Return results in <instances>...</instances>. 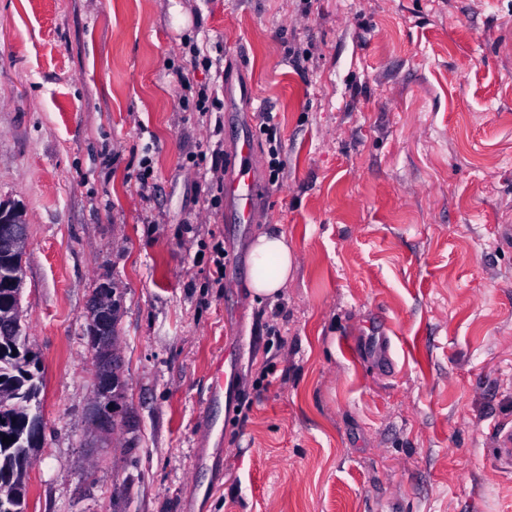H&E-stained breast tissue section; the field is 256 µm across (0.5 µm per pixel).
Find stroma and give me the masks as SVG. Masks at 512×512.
Segmentation results:
<instances>
[{"label": "stroma", "instance_id": "1", "mask_svg": "<svg viewBox=\"0 0 512 512\" xmlns=\"http://www.w3.org/2000/svg\"><path fill=\"white\" fill-rule=\"evenodd\" d=\"M228 79L285 163L242 230L205 179L240 128L196 107ZM1 201L43 382L26 512H512L489 435L512 424V0H0ZM269 229L296 263L260 301ZM28 243V229L20 208L0 204V255L10 254L9 262L22 269V258ZM250 288L254 298L275 299L288 282L295 264L294 252L283 233L260 234L250 251ZM115 300L107 298H98L91 302L89 308V319L92 321L94 333L97 336V344L93 348V358L97 366L96 382L100 392L97 394L95 405L93 407L92 417L95 427L103 433L112 434V401L115 405L113 418V431L119 426H123V416L118 419L121 412V402L123 399V383L120 376V366L116 373L112 372V350H117L118 336L115 329L116 323ZM100 341H106V344L99 345ZM112 385L109 394V383ZM236 382L237 372L233 365H228V368L223 370V365H220L217 370V377L213 385L211 398L220 399L224 396L225 406H232L236 402Z\"/></svg>", "mask_w": 512, "mask_h": 512}]
</instances>
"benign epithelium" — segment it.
<instances>
[{
    "label": "benign epithelium",
    "instance_id": "7a95c632",
    "mask_svg": "<svg viewBox=\"0 0 512 512\" xmlns=\"http://www.w3.org/2000/svg\"><path fill=\"white\" fill-rule=\"evenodd\" d=\"M28 243V229L20 208L0 204V254L24 250ZM89 319L92 321L98 344L94 345L93 358L97 366V394L92 417L95 427L106 434L112 433V327L116 323L112 301L98 298L91 303Z\"/></svg>",
    "mask_w": 512,
    "mask_h": 512
}]
</instances>
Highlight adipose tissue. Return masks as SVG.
Returning <instances> with one entry per match:
<instances>
[{"label": "adipose tissue", "mask_w": 512, "mask_h": 512, "mask_svg": "<svg viewBox=\"0 0 512 512\" xmlns=\"http://www.w3.org/2000/svg\"><path fill=\"white\" fill-rule=\"evenodd\" d=\"M250 288L254 298L275 299L288 282L295 256L284 234H260L250 251Z\"/></svg>", "instance_id": "ef3b65f1"}]
</instances>
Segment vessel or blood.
Masks as SVG:
<instances>
[{
    "instance_id": "vessel-or-blood-1",
    "label": "vessel or blood",
    "mask_w": 512,
    "mask_h": 512,
    "mask_svg": "<svg viewBox=\"0 0 512 512\" xmlns=\"http://www.w3.org/2000/svg\"><path fill=\"white\" fill-rule=\"evenodd\" d=\"M230 163L224 168V202L233 223H253L263 185L254 165V142L241 136L230 149ZM237 372L228 367L217 372L211 396L231 405L236 401ZM493 455L502 468L512 469V425L497 424L492 428Z\"/></svg>"
}]
</instances>
